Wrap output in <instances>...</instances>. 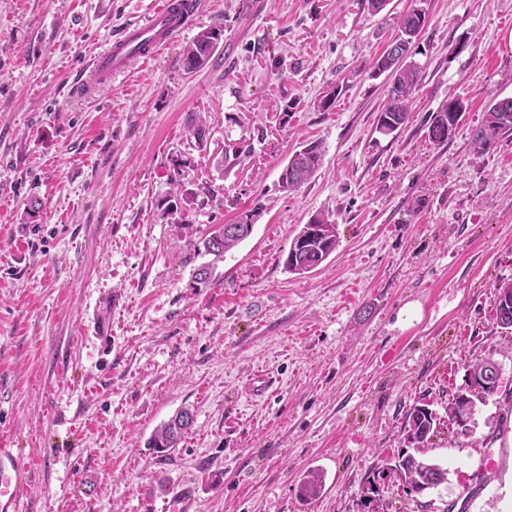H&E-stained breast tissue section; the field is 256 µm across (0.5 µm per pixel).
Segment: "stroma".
<instances>
[{"mask_svg": "<svg viewBox=\"0 0 512 512\" xmlns=\"http://www.w3.org/2000/svg\"><path fill=\"white\" fill-rule=\"evenodd\" d=\"M154 2L0 0V443L33 470L29 512H150L186 479L200 512H362V487L406 446L407 410H443L480 357L499 366L497 394L467 433L444 425L423 449L447 483L409 496L385 481L384 510L512 512V337L495 322L496 287L512 280V136L471 146L488 104L512 97V0L378 13L368 0H199L155 59L94 98L75 92L91 53ZM420 3L422 81L385 136L388 82L368 64ZM214 25L223 43L186 72L184 46ZM451 98L465 112L431 143ZM305 140L322 163L284 192ZM242 143L250 155L225 164ZM173 192L191 201L185 219L165 211ZM257 203L252 234L195 287V243ZM320 213L338 226L335 253L285 273L281 255ZM115 292L105 349L93 318ZM258 368L277 380L263 399L245 386ZM184 407L195 419L179 446L149 448ZM489 455L495 471L480 472ZM311 467L326 483L306 506L296 486ZM465 111L463 102L459 99H448L441 108L432 115L427 127L429 140L436 144H444L451 138L461 116Z\"/></svg>", "mask_w": 512, "mask_h": 512, "instance_id": "1", "label": "stroma"}]
</instances>
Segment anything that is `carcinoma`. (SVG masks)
I'll return each mask as SVG.
<instances>
[{
	"mask_svg": "<svg viewBox=\"0 0 512 512\" xmlns=\"http://www.w3.org/2000/svg\"><path fill=\"white\" fill-rule=\"evenodd\" d=\"M426 22L424 10L414 8L399 18L400 34L395 42L404 44L405 58L395 74L389 78L386 101L382 106L377 121V130L382 134H392L404 126L408 120L415 93L418 90L422 74L420 67L411 60L410 48L415 34L423 30ZM223 29L215 26L200 31L185 47L182 62L184 68L194 72L204 68L210 61L215 49L222 40ZM465 111L463 102L450 99L432 115L427 127L429 140L444 144L451 138L461 116ZM512 134V98L492 101L483 113L481 123L473 130L471 145L481 152L505 135ZM322 144L307 141L289 158L288 167L281 170L279 186L285 192H295L314 175L321 165ZM261 206L245 211L236 217L234 223L224 225L222 241L215 243V236L202 239L197 251L213 256V262L200 266L194 273L195 283L208 285L212 277L213 264L224 259V255L245 241L253 231V218L258 215ZM320 232L307 236L304 229H299L290 241L288 251L282 258L283 270L289 274L303 275L316 270L339 246L337 224L325 214H319ZM481 397L462 400L453 397L445 408L448 422L456 421L458 415L474 414ZM406 440L412 447L420 448L437 433L441 417L422 407L413 406L405 415ZM194 415L188 409L177 412L167 422L161 424L151 435L148 445L160 452L178 447L182 438L192 428ZM393 473L411 494H418L429 486L435 488L446 482L448 470L442 465L417 457L408 451L397 457L395 464L388 471L378 473L380 479ZM325 486L324 472L318 468L307 470L297 483L296 495L300 502L309 504L318 498ZM360 506L363 512H383L380 485L373 480L362 488Z\"/></svg>",
	"mask_w": 512,
	"mask_h": 512,
	"instance_id": "1",
	"label": "carcinoma"
}]
</instances>
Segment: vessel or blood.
Instances as JSON below:
<instances>
[{
	"mask_svg": "<svg viewBox=\"0 0 512 512\" xmlns=\"http://www.w3.org/2000/svg\"><path fill=\"white\" fill-rule=\"evenodd\" d=\"M198 11L196 0H160L143 19L128 24L122 34L93 54L83 69L76 88L94 96L100 87L128 70L137 60L155 58L193 23ZM29 470L17 449L0 447V512H20L26 496ZM194 486L177 487L162 512H197Z\"/></svg>",
	"mask_w": 512,
	"mask_h": 512,
	"instance_id": "1",
	"label": "vessel or blood"
}]
</instances>
